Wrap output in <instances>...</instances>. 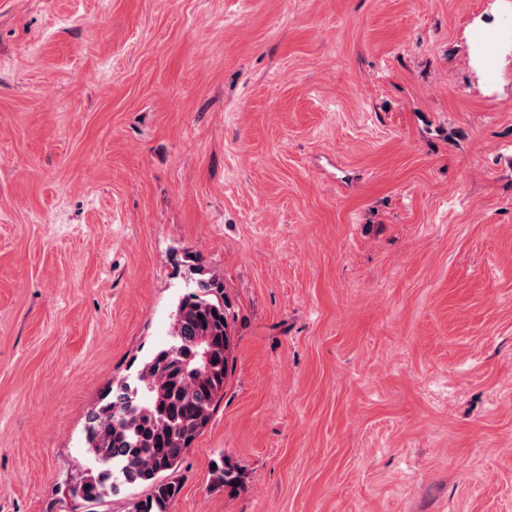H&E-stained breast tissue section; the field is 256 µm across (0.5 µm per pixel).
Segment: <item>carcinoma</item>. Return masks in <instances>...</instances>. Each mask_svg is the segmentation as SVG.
<instances>
[{
	"label": "carcinoma",
	"instance_id": "carcinoma-1",
	"mask_svg": "<svg viewBox=\"0 0 512 512\" xmlns=\"http://www.w3.org/2000/svg\"><path fill=\"white\" fill-rule=\"evenodd\" d=\"M169 336L172 343L143 361L133 381L117 382L88 413L85 441L100 467L75 485L84 501L99 503L140 484L149 492L128 512H170L180 493L173 474L210 424L229 370L232 336L220 279L196 281L177 304ZM211 475L217 487L243 485L242 472L222 455Z\"/></svg>",
	"mask_w": 512,
	"mask_h": 512
}]
</instances>
